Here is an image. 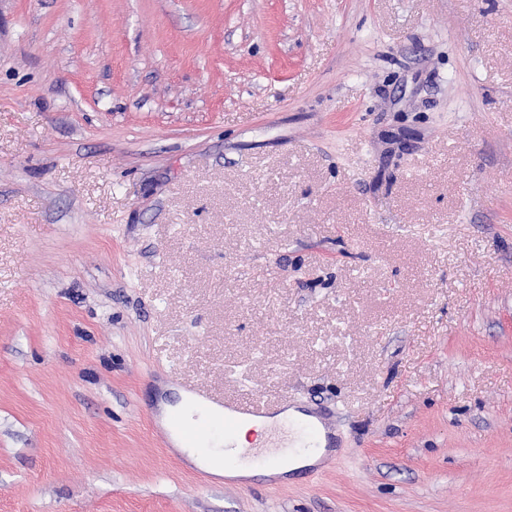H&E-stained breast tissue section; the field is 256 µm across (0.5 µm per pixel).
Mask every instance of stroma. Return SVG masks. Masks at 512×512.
I'll return each instance as SVG.
<instances>
[{
	"mask_svg": "<svg viewBox=\"0 0 512 512\" xmlns=\"http://www.w3.org/2000/svg\"><path fill=\"white\" fill-rule=\"evenodd\" d=\"M0 512H512V0H0ZM189 392L203 406L219 409L212 413L207 420L193 425H185L177 419L173 421V424L181 430L186 443L189 445L213 436L215 433L223 434L224 438L230 436L244 418L262 417L268 411L266 405L260 406L255 402L229 401L197 388ZM302 418L313 419V417L298 411L295 407H291L273 416L248 421L238 428L233 438V444L234 448L241 452L262 446L263 442L275 431H285L284 440L280 444L281 448H276L269 455L263 457L271 461L266 467L255 465L256 459L247 455L241 458L238 457L231 463L224 465V449H222L224 448V441L220 439L211 443L210 448L213 449L206 456H203L196 448H185L180 435L175 431L172 432V444L176 447L174 449L191 463L204 468L217 477L249 479L261 474L286 481L288 475L295 471L319 463L326 452V448H322L321 426L315 421H308L306 424L308 435L301 442L300 454L312 452L317 448H320L319 452L314 455L288 460L289 455L296 449L288 448V446H296L300 438V431L294 426H292L288 437V420Z\"/></svg>",
	"mask_w": 512,
	"mask_h": 512,
	"instance_id": "obj_1",
	"label": "stroma"
}]
</instances>
